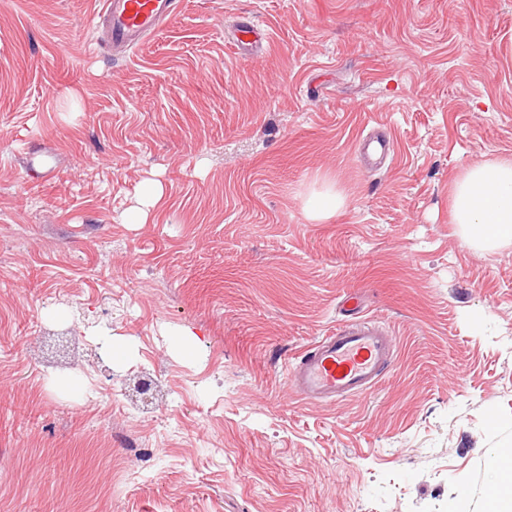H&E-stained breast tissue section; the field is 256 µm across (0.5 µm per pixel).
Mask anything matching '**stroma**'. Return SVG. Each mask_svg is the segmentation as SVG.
Masks as SVG:
<instances>
[{"instance_id":"stroma-1","label":"stroma","mask_w":512,"mask_h":512,"mask_svg":"<svg viewBox=\"0 0 512 512\" xmlns=\"http://www.w3.org/2000/svg\"><path fill=\"white\" fill-rule=\"evenodd\" d=\"M99 7L0 0V512H483L512 244H473L451 195L512 159V0H179L125 58ZM246 14L263 55L224 40ZM348 296L393 366L302 400L285 366ZM163 196V188L159 182H151L140 202V207H133L126 215L128 224H144L148 218V207L154 206Z\"/></svg>"}]
</instances>
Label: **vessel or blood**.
I'll use <instances>...</instances> for the list:
<instances>
[{"mask_svg": "<svg viewBox=\"0 0 512 512\" xmlns=\"http://www.w3.org/2000/svg\"><path fill=\"white\" fill-rule=\"evenodd\" d=\"M176 0H103L97 16L105 47L133 53L174 13ZM267 32L252 16L238 17L227 41L237 53L264 48ZM396 339L370 318H352L310 345L286 370L294 393L306 401L335 402L371 390L395 359Z\"/></svg>", "mask_w": 512, "mask_h": 512, "instance_id": "1", "label": "vessel or blood"}]
</instances>
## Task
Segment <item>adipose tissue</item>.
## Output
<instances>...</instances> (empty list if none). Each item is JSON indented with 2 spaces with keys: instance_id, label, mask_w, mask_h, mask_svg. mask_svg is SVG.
I'll list each match as a JSON object with an SVG mask.
<instances>
[{
  "instance_id": "1",
  "label": "adipose tissue",
  "mask_w": 512,
  "mask_h": 512,
  "mask_svg": "<svg viewBox=\"0 0 512 512\" xmlns=\"http://www.w3.org/2000/svg\"><path fill=\"white\" fill-rule=\"evenodd\" d=\"M453 219L479 247L512 242V161L470 166L453 189ZM487 512H512V451L497 449Z\"/></svg>"
}]
</instances>
